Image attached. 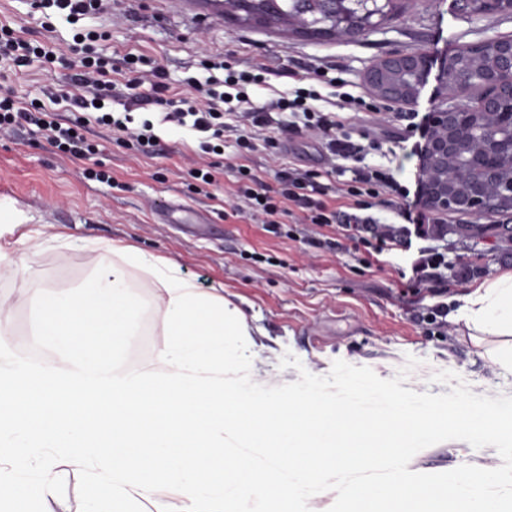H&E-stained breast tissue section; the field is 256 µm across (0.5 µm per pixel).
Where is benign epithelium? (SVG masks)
Segmentation results:
<instances>
[{
    "label": "benign epithelium",
    "mask_w": 512,
    "mask_h": 512,
    "mask_svg": "<svg viewBox=\"0 0 512 512\" xmlns=\"http://www.w3.org/2000/svg\"><path fill=\"white\" fill-rule=\"evenodd\" d=\"M375 0H311L314 20L327 25L329 35L346 36L352 13L369 11ZM466 50L493 52V65L483 71L477 83L458 81L449 88L454 94L467 88H481L476 105L464 107L453 100L429 113L421 147V203L432 211L484 215L506 203L512 207V39L491 38ZM431 63L421 53L395 52L372 64L366 82L380 99L405 103L402 90L386 80L390 70L414 74L421 87ZM465 168L450 179L445 174L455 159Z\"/></svg>",
    "instance_id": "7a95c632"
}]
</instances>
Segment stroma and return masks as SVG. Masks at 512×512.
Wrapping results in <instances>:
<instances>
[{
    "label": "stroma",
    "mask_w": 512,
    "mask_h": 512,
    "mask_svg": "<svg viewBox=\"0 0 512 512\" xmlns=\"http://www.w3.org/2000/svg\"><path fill=\"white\" fill-rule=\"evenodd\" d=\"M31 3L0 0V24L31 42L50 37L71 44L74 25L59 19L54 31H46ZM88 23L111 33L100 49L112 59L113 82L125 83L133 67L142 72L158 68L165 72L167 84L158 94L173 102L189 95L188 78L207 77L206 65L218 55L233 54L238 71L267 68L264 83L247 87L257 105L292 89L293 75L321 69L325 76L313 87L325 100L335 101L339 78L345 80L346 92L366 100V108L346 109L339 117L353 141L367 139L374 147L356 163L335 158L322 140L300 131L298 119L285 113L278 125L255 130L250 150L241 148L228 132L222 154L208 155L191 130L162 126L157 130L161 150L149 156L128 149L123 136L93 123L87 136L100 149L98 159L110 175L105 182L88 177L86 162L60 155L40 136L24 129L0 133V183L10 187L0 195V222L13 224L17 236L38 233L63 239L59 245L19 246L14 254L17 271L0 272V302L11 316L6 340L10 348L26 353L33 343V302L20 297V289L80 285L96 270L92 246L109 243L175 262L201 290L222 289L245 312L250 326L266 332L263 342L272 353L264 385L297 381L303 369L327 375L337 359L370 367L390 379L411 355L420 364L407 378L406 388L448 392V385L431 377L451 370L474 394L512 396V384L496 377L458 325L449 324L447 333L439 334L416 318L433 303L434 292H441L447 302L474 280L512 270V246L466 238L455 230L459 224L512 225V211L478 217L444 214L440 233L422 242L443 263L418 294L407 290L417 250L398 247L378 256L331 227L325 230L326 245L315 248L301 235H274L236 211L241 168L272 186L286 167L327 172L340 187L352 182L360 165L388 170L401 184L413 186L420 154L416 138L408 134L405 114L435 111L452 97L432 73L412 103L391 104L374 95L364 79L366 69L395 51L438 59L465 45L512 37V14L470 16L459 11L456 0H405L400 16L355 40H310L291 25L248 27L228 16L216 21L180 0H110L107 12ZM8 84L22 103L44 99L46 90L54 89L59 97L54 112L70 118L63 99L69 90L67 70L37 61L11 76ZM452 99L466 105L471 96L460 93ZM208 162L219 165V181L208 193H195L188 187V172ZM174 206L202 211L212 222L197 233L185 224L165 223L164 212ZM164 341L162 320L155 309H148L130 365L149 361ZM287 353L301 361V368L281 367ZM459 462L495 468L501 459L495 447L475 449L450 440L419 451L409 467L439 473Z\"/></svg>",
    "instance_id": "obj_1"
}]
</instances>
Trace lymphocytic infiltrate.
Masks as SVG:
<instances>
[{
	"mask_svg": "<svg viewBox=\"0 0 512 512\" xmlns=\"http://www.w3.org/2000/svg\"><path fill=\"white\" fill-rule=\"evenodd\" d=\"M103 37L102 31L84 29L71 46L75 55L71 62L76 69L74 81L81 87L82 92L72 96L70 104L79 109V116L64 121L46 106L33 102L20 105L6 92L0 94V131L26 126L32 132L45 137L55 148L65 149L68 156L89 160L97 155L98 147L85 138L83 131L87 122L94 119L113 131L124 134L135 149L146 152L155 147L158 137L154 132L153 122L146 119L138 123L132 116L133 110L142 108L145 103L144 96L138 92L141 81L136 78L121 87L112 83L111 58L93 48L94 42ZM0 58L12 61L14 67L19 69L30 66L36 60L50 64L63 60L53 40L47 39L34 44L17 37L13 29L5 25L0 27ZM248 79L249 76L245 73H230L223 78L207 77L204 81L205 104L181 100L172 111L164 113L162 120L208 134L209 139L203 142L202 147L205 152L210 153L214 151L216 142L224 138L225 104L236 103L243 122L257 128L269 123L270 112L289 111L302 114L304 131L326 140L336 156L346 160L358 159L363 146L354 142L351 136L343 134V124L336 115L337 110L348 104V96H339L335 111L326 112L314 105L319 98L316 91L297 88L294 89L292 97H281L258 107L240 88L241 83ZM113 97L126 100V112L117 115L104 112L96 117L88 113L89 103H103ZM384 189L398 196V214L405 225L397 233L386 225L372 228L374 252L380 253L392 246L408 249L411 248L413 239L428 238L433 232L432 220L422 209L419 195L411 193L407 186L401 185L390 173L380 169L359 170L354 185L347 188L346 194L356 198L359 210H366L370 207V199L377 197ZM333 191V186L320 182L317 174L288 168L280 172L278 184L274 187L255 175L241 172L238 196L246 203L252 215L262 217L269 232L276 235L282 234L283 219L295 208L302 212V223L319 227L336 224L344 231L359 233L362 219L357 214L328 210L324 199Z\"/></svg>",
	"mask_w": 512,
	"mask_h": 512,
	"instance_id": "obj_1",
	"label": "lymphocytic infiltrate"
}]
</instances>
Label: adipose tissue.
<instances>
[{
	"instance_id": "ef3b65f1",
	"label": "adipose tissue",
	"mask_w": 512,
	"mask_h": 512,
	"mask_svg": "<svg viewBox=\"0 0 512 512\" xmlns=\"http://www.w3.org/2000/svg\"><path fill=\"white\" fill-rule=\"evenodd\" d=\"M451 315L464 326L498 377L512 378V271L478 280L457 298Z\"/></svg>"
}]
</instances>
